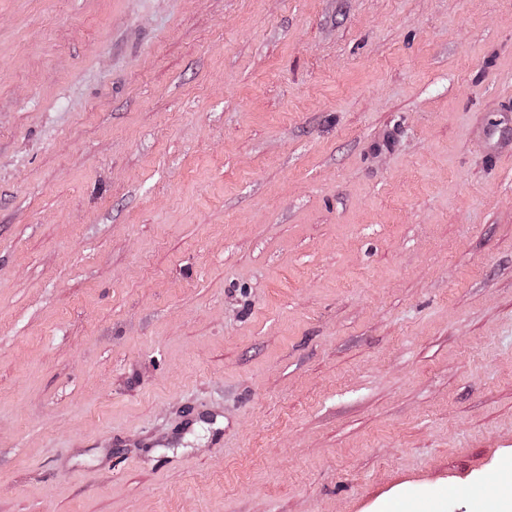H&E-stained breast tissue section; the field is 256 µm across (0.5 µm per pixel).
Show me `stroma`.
<instances>
[{"label":"stroma","instance_id":"35a3bbf8","mask_svg":"<svg viewBox=\"0 0 512 512\" xmlns=\"http://www.w3.org/2000/svg\"><path fill=\"white\" fill-rule=\"evenodd\" d=\"M512 0H0V512H507Z\"/></svg>","mask_w":512,"mask_h":512}]
</instances>
